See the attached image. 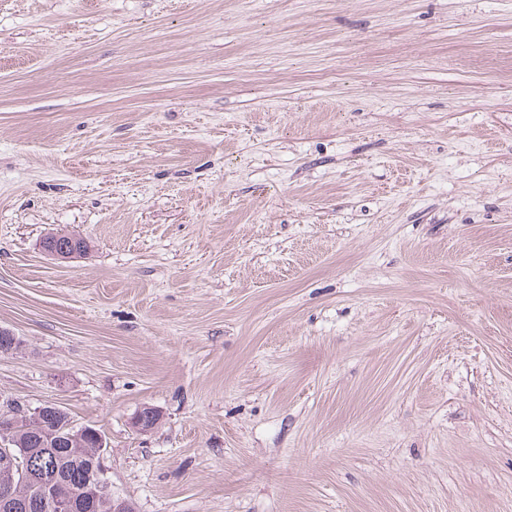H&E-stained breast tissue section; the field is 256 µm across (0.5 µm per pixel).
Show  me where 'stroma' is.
Segmentation results:
<instances>
[{"label":"stroma","instance_id":"obj_1","mask_svg":"<svg viewBox=\"0 0 512 512\" xmlns=\"http://www.w3.org/2000/svg\"><path fill=\"white\" fill-rule=\"evenodd\" d=\"M0 329L135 512H512V0H0Z\"/></svg>","mask_w":512,"mask_h":512}]
</instances>
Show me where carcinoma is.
Instances as JSON below:
<instances>
[{"label":"carcinoma","instance_id":"carcinoma-1","mask_svg":"<svg viewBox=\"0 0 512 512\" xmlns=\"http://www.w3.org/2000/svg\"><path fill=\"white\" fill-rule=\"evenodd\" d=\"M93 428L73 440L56 439L43 434L40 421L33 413H19L14 422L16 444L13 453L30 461L31 475L19 490V507L15 512H57L55 497L93 501V512H112V496L95 494L86 485L88 471L98 448Z\"/></svg>","mask_w":512,"mask_h":512}]
</instances>
